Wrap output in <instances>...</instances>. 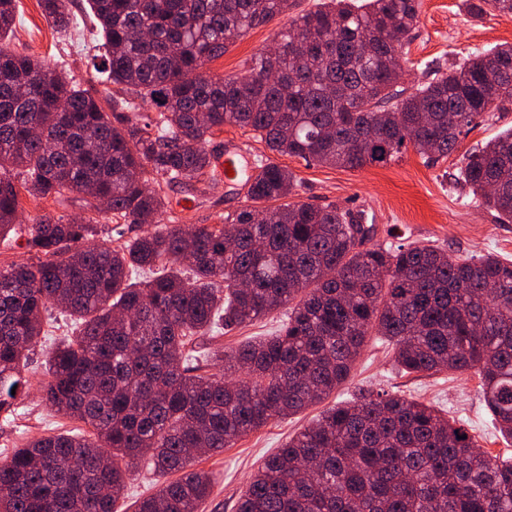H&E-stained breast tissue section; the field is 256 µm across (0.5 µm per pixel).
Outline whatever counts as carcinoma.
<instances>
[{"label": "carcinoma", "instance_id": "cac0c4a2", "mask_svg": "<svg viewBox=\"0 0 512 512\" xmlns=\"http://www.w3.org/2000/svg\"><path fill=\"white\" fill-rule=\"evenodd\" d=\"M61 32L83 24L92 67L117 87L112 111L157 110L119 123L59 61L9 49L16 0H0V239L20 190L105 198L126 224L157 223L161 182L199 184L224 125L273 153L362 169L411 146L436 157L489 112L512 110V44L465 58L415 91L400 87L420 0H321L239 76L204 71L289 0H40ZM512 15V0H478ZM459 178L512 223V129L464 155ZM292 172L267 162L257 203L221 225L148 229L119 249L94 244L97 219L44 214L19 226L32 262L0 267V413L26 383V353L50 305L79 327L52 350L47 406L92 436L53 433L0 460V512H115L129 468L146 459L181 473L134 512H197L211 494L191 448L218 452L271 420L323 402L349 377L367 336L392 342L402 372L478 375L498 432L512 441V261L462 258L434 245L387 248L336 205L288 201ZM151 277L131 282L134 270ZM268 339L218 355L195 337L279 308ZM210 365L219 369L204 374ZM236 512H512V460L477 448L460 422L401 394L359 392L321 411L268 457Z\"/></svg>", "mask_w": 512, "mask_h": 512}]
</instances>
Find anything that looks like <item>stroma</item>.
Here are the masks:
<instances>
[{"label":"stroma","instance_id":"stroma-1","mask_svg":"<svg viewBox=\"0 0 512 512\" xmlns=\"http://www.w3.org/2000/svg\"><path fill=\"white\" fill-rule=\"evenodd\" d=\"M292 8L266 25L249 32L228 47L224 55L206 66L209 74L233 77L245 71L251 59L269 47L276 34L288 28L292 18L315 8L318 0H291ZM472 0H421L419 21L402 61L400 84L413 89L426 79L428 67L449 68L475 53H486L502 43H512V15L476 14ZM12 49L19 54L55 58L65 62L71 75L103 107L112 104V86L100 83L91 65L95 53L89 32L77 35L59 33L44 16L40 0H17ZM512 128V112L495 113L462 139L456 153L426 162L415 149L408 148L398 159L361 169H345L306 162L288 155H273L272 160L292 171L297 179L294 201L324 206L335 204L346 209L362 208L373 227V243L394 247L412 243L431 244L464 256L493 253L512 260V223L504 224L476 201L459 181L463 153L485 145ZM165 192L170 203L192 199L190 209L167 212L164 224L223 223L227 213L247 206V188L228 185L210 178L205 190L173 184ZM21 223L49 214L79 220L94 212L89 197L73 193L61 200L21 197ZM285 318L277 310L244 325L220 328L201 336L211 348L231 351L251 340L276 335ZM71 321L58 307L43 315V334L29 354L28 385L18 394L12 416L0 415V459L27 441L54 431L81 430L80 422L46 407L42 383L47 380L46 357L70 332ZM399 393L443 410L454 420H463L477 446L494 449L496 455L512 457L507 443L486 409L480 380L476 374H407L392 364L388 342L369 336L348 380L329 400H347L358 389ZM319 407L271 420L264 427L234 441L218 453L196 455L193 469L208 472L214 483L211 496L199 512H235V504L247 487L251 475L269 456L310 423Z\"/></svg>","mask_w":512,"mask_h":512}]
</instances>
